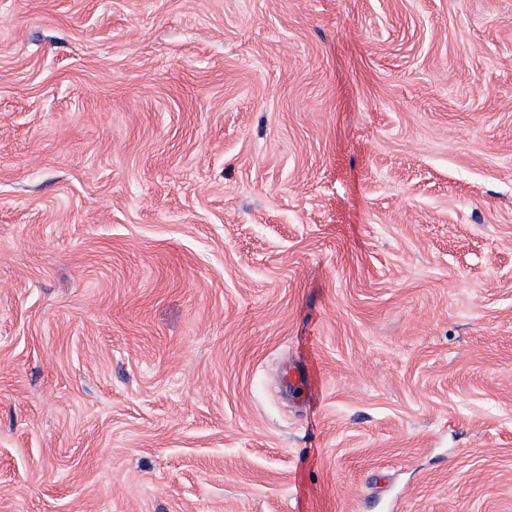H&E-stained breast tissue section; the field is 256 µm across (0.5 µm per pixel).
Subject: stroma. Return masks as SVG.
Wrapping results in <instances>:
<instances>
[{
  "label": "stroma",
  "instance_id": "35a3bbf8",
  "mask_svg": "<svg viewBox=\"0 0 512 512\" xmlns=\"http://www.w3.org/2000/svg\"><path fill=\"white\" fill-rule=\"evenodd\" d=\"M0 512H512V0H0Z\"/></svg>",
  "mask_w": 512,
  "mask_h": 512
}]
</instances>
